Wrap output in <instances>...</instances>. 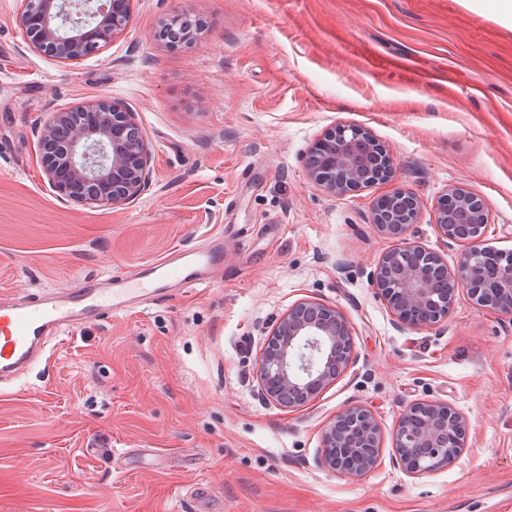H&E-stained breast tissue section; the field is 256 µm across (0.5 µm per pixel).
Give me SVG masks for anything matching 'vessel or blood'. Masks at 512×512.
Returning a JSON list of instances; mask_svg holds the SVG:
<instances>
[{"instance_id":"vessel-or-blood-1","label":"vessel or blood","mask_w":512,"mask_h":512,"mask_svg":"<svg viewBox=\"0 0 512 512\" xmlns=\"http://www.w3.org/2000/svg\"><path fill=\"white\" fill-rule=\"evenodd\" d=\"M222 255V242L185 249L171 248L167 254L133 272L111 276L109 289L84 282L62 297H44L32 302L0 308V376L14 372L31 359L55 329L73 328L101 315L124 314L133 302L160 295V282L172 281L187 288L205 284V274Z\"/></svg>"}]
</instances>
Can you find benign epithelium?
<instances>
[{
	"label": "benign epithelium",
	"mask_w": 512,
	"mask_h": 512,
	"mask_svg": "<svg viewBox=\"0 0 512 512\" xmlns=\"http://www.w3.org/2000/svg\"><path fill=\"white\" fill-rule=\"evenodd\" d=\"M133 0H23L18 21L30 47L60 63L101 50L130 23ZM192 14L174 12L166 26L187 32ZM40 163L50 186L66 202L92 208L135 203L152 182L153 154L136 114L110 97L49 113L35 130ZM393 160L383 144L359 128L342 127L319 139L307 156V174L332 195L387 182ZM416 198L401 190L378 197L371 223L397 241L366 272L398 326L431 329L448 318L455 295L466 292L479 308L512 315V255L483 247L489 224L485 203L463 188L446 194L435 215L439 235L463 246L456 265L406 238L417 222ZM354 359L349 322L336 307L299 302L277 321L257 364L263 398L296 410L333 384ZM467 420L438 401L408 406L394 435L393 463L418 477L436 471L465 447ZM381 431L362 406L348 407L322 432L319 464L348 477L374 468Z\"/></svg>",
	"instance_id": "7a95c632"
}]
</instances>
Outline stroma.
<instances>
[{
  "mask_svg": "<svg viewBox=\"0 0 512 512\" xmlns=\"http://www.w3.org/2000/svg\"><path fill=\"white\" fill-rule=\"evenodd\" d=\"M0 0V302L65 292L224 240L207 285L85 321L0 382V512H512V316L459 294L447 322L398 329L365 272L392 249L374 200L412 193L407 236L455 264L435 226L462 187L488 206L484 244L512 252V28L464 0H134L98 53L32 51ZM187 8L192 44L157 37ZM108 96L136 112L153 182L136 203L61 201L40 166L49 112ZM352 125L389 150L390 182L332 196L306 170L326 131ZM339 308L357 359L308 406L257 394L255 368L290 306ZM468 421L447 467L392 461L412 403ZM376 418L378 465L321 469L324 425Z\"/></svg>",
  "mask_w": 512,
  "mask_h": 512,
  "instance_id": "obj_1",
  "label": "stroma"
}]
</instances>
